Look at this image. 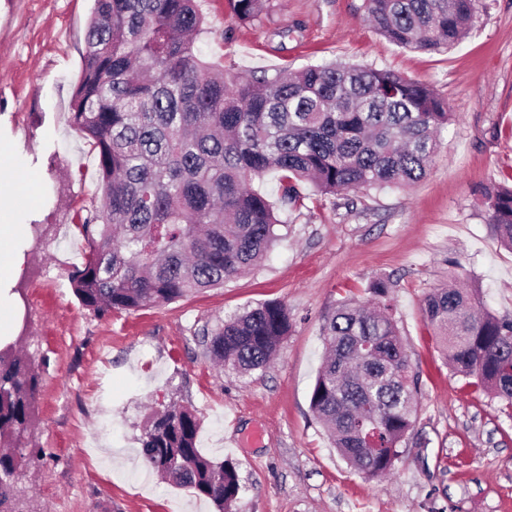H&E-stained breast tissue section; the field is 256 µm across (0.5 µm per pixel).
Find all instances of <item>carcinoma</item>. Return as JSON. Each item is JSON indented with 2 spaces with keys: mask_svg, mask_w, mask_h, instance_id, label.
<instances>
[{
  "mask_svg": "<svg viewBox=\"0 0 512 512\" xmlns=\"http://www.w3.org/2000/svg\"><path fill=\"white\" fill-rule=\"evenodd\" d=\"M239 20L263 0H228ZM389 42L446 51L466 35L474 0H364ZM208 33L197 0H95L71 102V123L95 151L99 206L81 218L89 241L72 273L98 314L159 307L221 287L255 268L280 239L278 210L322 195L421 180L451 119L434 90L392 70L343 63L273 76L227 75L196 42ZM277 177L270 201L252 187ZM488 223L512 249V186L484 189ZM393 284H370L369 306L341 302L323 326L327 354L310 409L334 447L367 479L390 475L413 427L418 381L394 319ZM423 314L455 373L512 405V320L472 288L441 287ZM293 326L277 300L224 320L204 337L208 358L242 375L264 370ZM39 374L10 343L0 348V512H23L15 477ZM188 408L154 413L140 438L147 465L169 483L233 512L236 467L197 447Z\"/></svg>",
  "mask_w": 512,
  "mask_h": 512,
  "instance_id": "1",
  "label": "carcinoma"
}]
</instances>
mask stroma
<instances>
[{
  "label": "stroma",
  "instance_id": "obj_1",
  "mask_svg": "<svg viewBox=\"0 0 512 512\" xmlns=\"http://www.w3.org/2000/svg\"><path fill=\"white\" fill-rule=\"evenodd\" d=\"M364 0H265L254 20L227 0H199L197 47L230 74L342 62L431 85L452 114L426 176L405 187L310 193L281 212V241L255 270L153 309L100 315L73 293L88 252L76 216L101 194L94 155L71 126L94 0H0V185L30 178L24 254L11 295L15 335L40 395L24 444L41 451L18 483L29 512H215L162 481L140 453L153 409L177 404L200 422L197 446L232 461L234 512H512V407L453 375L422 315L457 278L512 319V251L487 222L485 187L512 183V0H477L455 48H400L365 19ZM378 277L418 379L413 430L391 475L367 479L333 448L309 407L325 351L322 326ZM267 300L294 326L270 367L241 376L204 354V331Z\"/></svg>",
  "mask_w": 512,
  "mask_h": 512
}]
</instances>
